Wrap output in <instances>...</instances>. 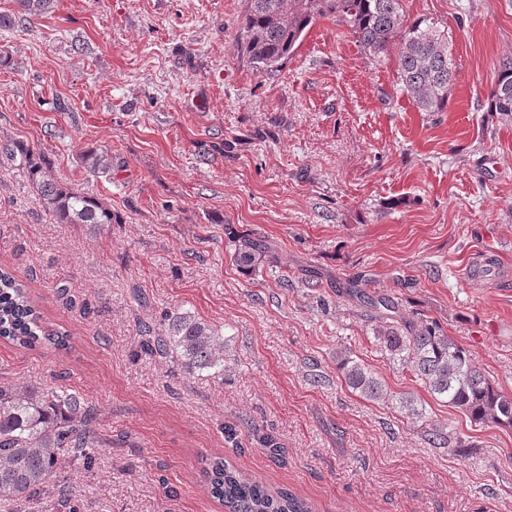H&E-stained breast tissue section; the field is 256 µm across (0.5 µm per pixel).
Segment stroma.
Here are the masks:
<instances>
[{"label": "stroma", "mask_w": 512, "mask_h": 512, "mask_svg": "<svg viewBox=\"0 0 512 512\" xmlns=\"http://www.w3.org/2000/svg\"><path fill=\"white\" fill-rule=\"evenodd\" d=\"M405 9L448 29L444 111H420L394 59L370 61L330 20L281 71L256 69L234 48L244 0H56L0 29V139L40 149L116 216L56 223L26 173L0 172V266L69 336L62 350L0 341V386L59 384L93 408L108 444L65 474L80 512H222L199 473L215 454L312 512H512V429L432 397L346 293L437 324L512 395V287L466 274L490 248L512 270V116L487 109L512 59V0ZM83 148L111 153V175L88 174ZM242 235L273 246L250 274L233 257ZM177 311L222 330L223 376L140 353L139 323ZM344 356L389 400L349 388ZM407 395L423 420L402 413ZM435 427L452 447L427 442Z\"/></svg>", "instance_id": "35a3bbf8"}]
</instances>
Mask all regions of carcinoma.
Returning <instances> with one entry per match:
<instances>
[{"label": "carcinoma", "mask_w": 512, "mask_h": 512, "mask_svg": "<svg viewBox=\"0 0 512 512\" xmlns=\"http://www.w3.org/2000/svg\"><path fill=\"white\" fill-rule=\"evenodd\" d=\"M15 12L0 13V28L17 17L47 16L54 0H14ZM404 0H245L235 50L256 69L278 72L302 43L310 28L334 19L348 28L366 55L375 62L398 46L396 68L403 90L424 112H441L452 89L455 68L448 30L430 18L409 21ZM488 111L512 116V61L504 63L491 92ZM91 175L112 171V155L88 148L79 152ZM25 171L37 188L45 209L59 224L112 223V209L103 200L85 195L54 177L45 154L22 141L0 142V169ZM271 252L262 239H237L235 262L254 269ZM349 294L382 311L374 339L386 356L396 360L423 383L437 400L472 421L512 427V395L498 390L473 363L469 351L432 324L406 319L393 300L373 299L352 286ZM68 334L46 332L41 313L25 285L0 268V338L33 349L46 340L60 349ZM141 348L171 358L193 376L212 370L224 375V336L190 312H167L155 323L140 327ZM347 385L364 398L379 401L385 385L350 357L340 359ZM104 438L93 426L91 407L64 386L26 382L0 386V500L21 512H43L44 499L56 498V512H79L64 484L74 461L92 468ZM271 457L282 458L277 438H257ZM201 474L212 498L225 512H310L309 504L286 489H272L237 469L221 456L201 459Z\"/></svg>", "instance_id": "cac0c4a2"}]
</instances>
